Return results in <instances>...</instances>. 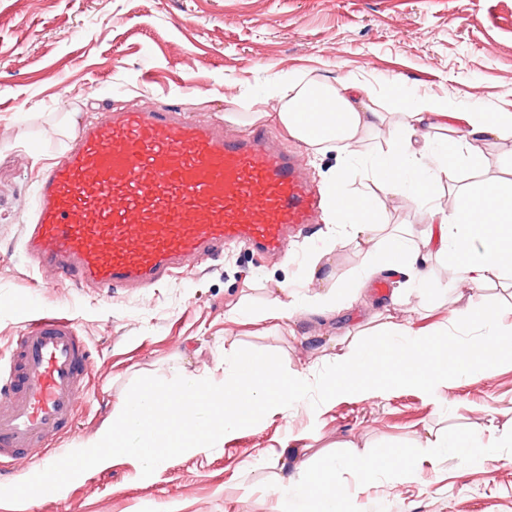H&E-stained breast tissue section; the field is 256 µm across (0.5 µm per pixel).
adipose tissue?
<instances>
[{
    "label": "adipose tissue",
    "instance_id": "adipose-tissue-1",
    "mask_svg": "<svg viewBox=\"0 0 512 512\" xmlns=\"http://www.w3.org/2000/svg\"><path fill=\"white\" fill-rule=\"evenodd\" d=\"M277 101V119L289 136L307 144L313 152L337 150L343 155L339 169L330 173L327 213L328 232L321 246L303 258L307 283H314L324 257L337 235L366 248L363 277L382 269L404 275L410 290L419 295L436 288L425 267L431 256L453 261L462 281L474 288L512 280V178L488 180L472 187L459 183L458 171L470 161L469 141L512 137V112H490L472 104L454 110L440 100L412 98L403 118L391 131L392 147L371 166V181L378 195H355L347 184L351 161L361 137L382 126L385 113L371 106L373 93L365 84L349 79L333 87L298 80H273L258 104ZM452 131L455 138L448 148L436 150L430 140L421 139L422 127ZM447 186L453 196L450 209L432 207L429 190ZM407 196L416 208L430 217L422 246H414L405 235L383 233L376 219L379 195ZM361 280L342 287L307 295L275 283L261 311L262 320L280 326L302 311L329 314L355 299ZM347 469L369 484L379 476L398 481L413 477L412 460L388 453L358 455L340 461L325 457L315 471L298 469L280 487V499H300L306 512H355L354 500L340 488L336 473Z\"/></svg>",
    "mask_w": 512,
    "mask_h": 512
}]
</instances>
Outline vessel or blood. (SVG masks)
Returning a JSON list of instances; mask_svg holds the SVG:
<instances>
[{
	"mask_svg": "<svg viewBox=\"0 0 512 512\" xmlns=\"http://www.w3.org/2000/svg\"><path fill=\"white\" fill-rule=\"evenodd\" d=\"M320 205L301 162L265 129L228 138L179 108L111 109L81 121L40 176L22 250L29 266L108 295L153 287L228 244L287 256ZM13 354L0 470L71 424L91 373L76 322L50 312L25 323Z\"/></svg>",
	"mask_w": 512,
	"mask_h": 512,
	"instance_id": "b4317fda",
	"label": "vessel or blood"
}]
</instances>
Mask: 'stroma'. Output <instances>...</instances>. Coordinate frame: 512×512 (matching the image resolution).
Returning a JSON list of instances; mask_svg holds the SVG:
<instances>
[{"label": "stroma", "instance_id": "obj_1", "mask_svg": "<svg viewBox=\"0 0 512 512\" xmlns=\"http://www.w3.org/2000/svg\"><path fill=\"white\" fill-rule=\"evenodd\" d=\"M353 76L394 125L406 93L512 111V0H0V389L12 379L8 347L25 319L46 309L76 319L93 373L56 446L27 449L1 481H25L55 462L54 447L93 436L138 377L202 375L230 348L278 354L291 373L319 370L347 343L380 332L377 313L428 331L453 320L470 290L454 263L440 259L430 266L443 293L425 306L414 295L393 303L404 278L383 271L384 291L365 282L357 300L333 314L305 312L283 328L225 320L233 307L261 309L275 283L299 279L291 257L323 238L321 221L292 239L289 258L232 244L168 283L116 288L108 298L60 283L21 257L36 180L77 124L104 105H174L242 135L254 125L253 99L272 79L336 86ZM277 108L269 102L263 127L324 188L339 152H310L277 122ZM470 152L475 162L459 176L474 185L512 162V137L472 143ZM382 220L404 225L417 244L429 218L392 196ZM363 253L337 237L318 272L323 285L356 278ZM511 406L508 364L477 381L449 380L433 397L398 388L369 400L339 397L316 412L292 406L208 452L169 459L150 477L118 458L73 480L65 496L0 502V512H277V485L298 464L313 470L328 453L379 451L412 458L417 475L379 478L356 494L359 512H416L422 504L429 512H512V446L463 467L421 445L430 432L462 438L491 422L511 430Z\"/></svg>", "mask_w": 512, "mask_h": 512}]
</instances>
